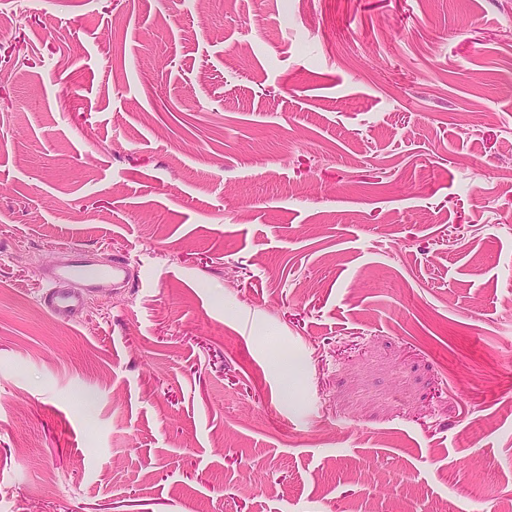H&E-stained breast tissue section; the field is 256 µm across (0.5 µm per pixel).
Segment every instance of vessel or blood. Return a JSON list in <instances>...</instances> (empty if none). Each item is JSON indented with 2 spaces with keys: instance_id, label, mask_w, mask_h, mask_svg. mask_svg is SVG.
<instances>
[{
  "instance_id": "obj_1",
  "label": "vessel or blood",
  "mask_w": 512,
  "mask_h": 512,
  "mask_svg": "<svg viewBox=\"0 0 512 512\" xmlns=\"http://www.w3.org/2000/svg\"><path fill=\"white\" fill-rule=\"evenodd\" d=\"M127 262L118 257L104 268L96 267L86 257L74 255L67 262L47 266L43 278L46 282L39 298L40 304L56 318L72 321L79 317L88 296L84 282L106 286L125 277Z\"/></svg>"
}]
</instances>
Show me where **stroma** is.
<instances>
[{
  "label": "stroma",
  "instance_id": "1",
  "mask_svg": "<svg viewBox=\"0 0 512 512\" xmlns=\"http://www.w3.org/2000/svg\"><path fill=\"white\" fill-rule=\"evenodd\" d=\"M0 512H512V0H30ZM126 271L127 262L124 257H117L107 267L98 268L76 252L68 262L47 266L43 275L46 286L39 302L56 318L73 321L79 317L90 292L88 288L79 287V281L104 287L125 278Z\"/></svg>",
  "mask_w": 512,
  "mask_h": 512
}]
</instances>
